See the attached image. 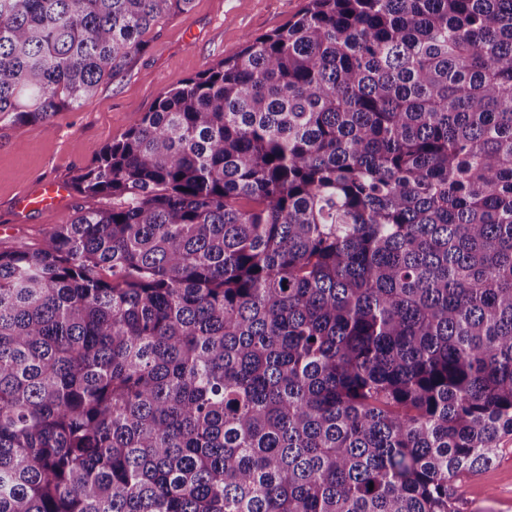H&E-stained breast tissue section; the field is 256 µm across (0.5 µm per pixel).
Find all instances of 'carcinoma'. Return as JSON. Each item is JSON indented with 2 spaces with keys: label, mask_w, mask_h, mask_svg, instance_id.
Here are the masks:
<instances>
[{
  "label": "carcinoma",
  "mask_w": 512,
  "mask_h": 512,
  "mask_svg": "<svg viewBox=\"0 0 512 512\" xmlns=\"http://www.w3.org/2000/svg\"><path fill=\"white\" fill-rule=\"evenodd\" d=\"M192 0H0V124ZM0 250V512H463L512 437V0H308Z\"/></svg>",
  "instance_id": "carcinoma-1"
}]
</instances>
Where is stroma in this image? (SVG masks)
Segmentation results:
<instances>
[{
	"label": "stroma",
	"instance_id": "obj_1",
	"mask_svg": "<svg viewBox=\"0 0 512 512\" xmlns=\"http://www.w3.org/2000/svg\"><path fill=\"white\" fill-rule=\"evenodd\" d=\"M307 0H193L188 13L168 17L150 31L148 45L122 78L103 81L97 93L50 121L25 127L0 125V249L33 247L79 210L111 206L73 190L91 165L160 94L238 54L247 36L270 33L295 17ZM70 190L51 211L26 210L24 197L43 183ZM465 512H512V439L503 440L492 465L464 480Z\"/></svg>",
	"mask_w": 512,
	"mask_h": 512
}]
</instances>
